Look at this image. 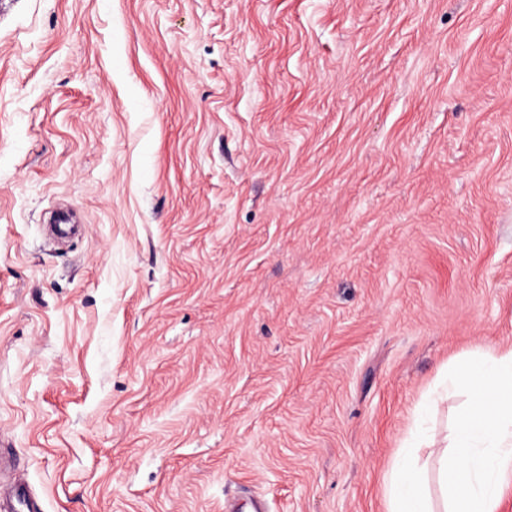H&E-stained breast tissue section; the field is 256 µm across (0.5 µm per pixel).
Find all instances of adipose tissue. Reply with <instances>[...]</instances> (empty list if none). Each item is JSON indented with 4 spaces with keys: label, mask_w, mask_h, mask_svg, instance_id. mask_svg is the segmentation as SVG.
<instances>
[{
    "label": "adipose tissue",
    "mask_w": 512,
    "mask_h": 512,
    "mask_svg": "<svg viewBox=\"0 0 512 512\" xmlns=\"http://www.w3.org/2000/svg\"><path fill=\"white\" fill-rule=\"evenodd\" d=\"M469 401L437 452L444 512H498L512 485V346L456 367ZM417 447L402 449L386 478L389 512H434Z\"/></svg>",
    "instance_id": "obj_1"
}]
</instances>
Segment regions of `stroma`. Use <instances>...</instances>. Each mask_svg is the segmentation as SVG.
I'll list each match as a JSON object with an SVG mask.
<instances>
[{
	"label": "stroma",
	"mask_w": 512,
	"mask_h": 512,
	"mask_svg": "<svg viewBox=\"0 0 512 512\" xmlns=\"http://www.w3.org/2000/svg\"><path fill=\"white\" fill-rule=\"evenodd\" d=\"M512 346V0L0 15V484L41 512H388ZM419 447L407 446L386 478L389 512H435L424 478L427 462H422Z\"/></svg>",
	"instance_id": "obj_1"
}]
</instances>
